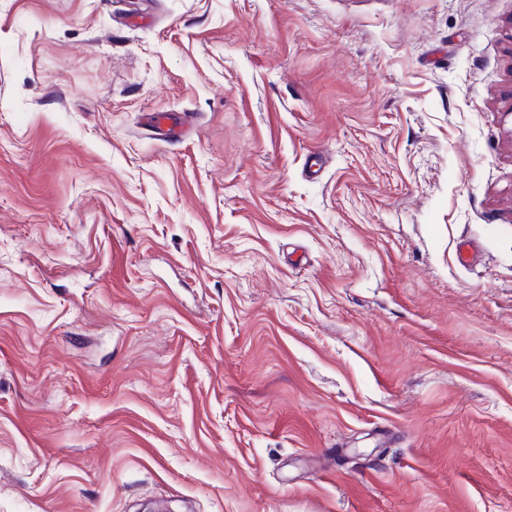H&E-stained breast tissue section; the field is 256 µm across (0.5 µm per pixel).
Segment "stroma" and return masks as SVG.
Listing matches in <instances>:
<instances>
[{
  "instance_id": "35a3bbf8",
  "label": "stroma",
  "mask_w": 512,
  "mask_h": 512,
  "mask_svg": "<svg viewBox=\"0 0 512 512\" xmlns=\"http://www.w3.org/2000/svg\"><path fill=\"white\" fill-rule=\"evenodd\" d=\"M162 504L512 512V0H0V512Z\"/></svg>"
}]
</instances>
